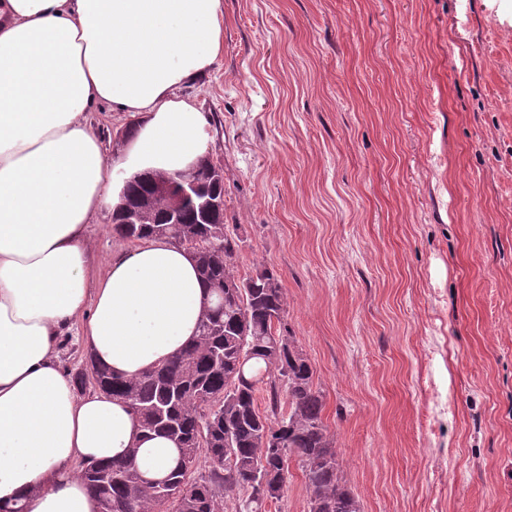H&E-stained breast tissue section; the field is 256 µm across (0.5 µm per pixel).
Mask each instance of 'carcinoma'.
Masks as SVG:
<instances>
[{"mask_svg":"<svg viewBox=\"0 0 512 512\" xmlns=\"http://www.w3.org/2000/svg\"><path fill=\"white\" fill-rule=\"evenodd\" d=\"M153 178L149 173L126 189L135 210L151 201L145 223L131 227L115 218L113 231L123 239L169 237L181 245L192 238L212 300L199 336L175 359L134 377L92 360L75 372L81 390L89 372H96L95 388L124 400L145 431L178 444L175 466L155 483L141 484L134 448L120 460L81 463L80 476L99 512H263V500L252 493L254 482L265 473L285 483L292 457L305 477L308 512H360L323 421L314 371L283 323L286 300L278 277L266 267L237 275L242 238L233 228L220 248L213 247V225L198 223L197 203L182 208L180 233L166 234V204L155 197ZM189 179L204 199L224 196V176L208 160ZM261 390L267 395L263 410L256 397ZM202 452L211 458V469L193 478ZM222 492L230 505L223 504Z\"/></svg>","mask_w":512,"mask_h":512,"instance_id":"carcinoma-1","label":"carcinoma"}]
</instances>
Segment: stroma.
<instances>
[{
    "mask_svg": "<svg viewBox=\"0 0 512 512\" xmlns=\"http://www.w3.org/2000/svg\"><path fill=\"white\" fill-rule=\"evenodd\" d=\"M181 96L360 512H512V19L501 0H222Z\"/></svg>",
    "mask_w": 512,
    "mask_h": 512,
    "instance_id": "obj_1",
    "label": "stroma"
}]
</instances>
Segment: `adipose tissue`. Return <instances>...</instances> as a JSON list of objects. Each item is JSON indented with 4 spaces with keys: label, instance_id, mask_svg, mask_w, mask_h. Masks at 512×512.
<instances>
[{
    "label": "adipose tissue",
    "instance_id": "obj_1",
    "mask_svg": "<svg viewBox=\"0 0 512 512\" xmlns=\"http://www.w3.org/2000/svg\"><path fill=\"white\" fill-rule=\"evenodd\" d=\"M224 50L222 0H0V507L99 512L76 469L136 449L161 477L173 439L145 437L121 400L78 393L58 361L82 321L96 362L126 377L191 343L209 302L192 253L139 240L98 265L88 229L121 201L118 169L190 174L204 112L180 87ZM133 123L107 158L87 115Z\"/></svg>",
    "mask_w": 512,
    "mask_h": 512
}]
</instances>
